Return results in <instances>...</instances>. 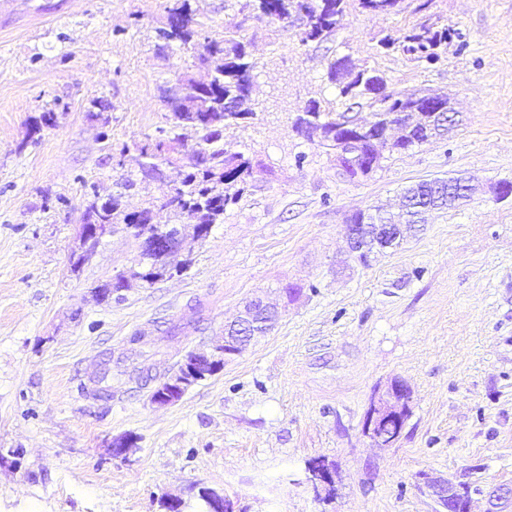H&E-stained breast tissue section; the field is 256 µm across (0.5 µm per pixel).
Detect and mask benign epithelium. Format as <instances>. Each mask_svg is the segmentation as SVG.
<instances>
[{
	"label": "benign epithelium",
	"instance_id": "7a95c632",
	"mask_svg": "<svg viewBox=\"0 0 512 512\" xmlns=\"http://www.w3.org/2000/svg\"><path fill=\"white\" fill-rule=\"evenodd\" d=\"M342 128L352 131L349 142L356 145L381 139L374 129V122L356 123L351 118L343 120ZM349 253L355 254L372 247L385 250L394 247L401 236L399 224H346ZM130 234L139 241V254L149 255L158 264H172L191 247L177 225L148 226L133 229ZM278 311L268 301L267 294H259L249 300L237 319L224 325V335L219 336L206 350L192 351L182 365L168 376L152 392L151 401L160 406L179 402L196 383L206 379L209 372L217 373L224 363L240 355L248 343L257 335L272 329ZM411 391L408 385L398 379L392 380L383 390L372 397L362 425V433L373 442H380L382 420L395 418L405 421L410 414ZM309 482L314 490L331 491L335 487L333 472L322 460L308 465ZM423 485L438 505L446 512H470L471 493L469 487L451 480L433 479L422 475ZM476 494L485 496L487 512H512V488L502 485L488 489L480 488ZM200 498L206 503L208 512H229L224 497L204 490Z\"/></svg>",
	"mask_w": 512,
	"mask_h": 512
}]
</instances>
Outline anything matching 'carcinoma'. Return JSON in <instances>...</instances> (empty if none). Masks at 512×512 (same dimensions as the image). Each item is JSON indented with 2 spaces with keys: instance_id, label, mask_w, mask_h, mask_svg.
<instances>
[{
  "instance_id": "obj_1",
  "label": "carcinoma",
  "mask_w": 512,
  "mask_h": 512,
  "mask_svg": "<svg viewBox=\"0 0 512 512\" xmlns=\"http://www.w3.org/2000/svg\"><path fill=\"white\" fill-rule=\"evenodd\" d=\"M237 10L224 20V28L217 32L214 25L195 18L190 0H173L167 7V18L178 19V24L163 33L168 42L183 45L194 42L202 47L194 65L208 72L206 84L200 92L174 93L165 97L168 116L163 126L132 144L124 145L119 155L133 162L141 181L156 179L155 173L168 166L167 148L181 142L177 130L192 128L199 134L196 151L203 159L194 165H185L175 183L170 199L138 211L122 207L120 195L102 197L95 185L85 191V208L96 215L102 224H122L125 227L153 224V207L170 211L175 220H188L211 230L224 221L228 205L236 203L245 191L252 173V158L242 149L226 140L230 129L256 116L252 93L257 62L254 61L250 41L244 34L245 19L254 14L272 22H283L296 27L298 44L306 46L320 43L336 32L338 18L343 16L348 0H235ZM363 12L369 15H398L408 10L426 11L432 0H358ZM458 40V48H467L461 32L426 18L411 27L396 30L379 40L385 52H394L415 64H434L441 58L448 42ZM327 77L346 101V108L321 106L317 100L307 104L308 124L322 130L319 145L334 153L347 149L346 133L340 129L339 119L354 109H365L381 118L379 125L388 130L397 129L401 135L397 142L410 150L427 142L426 131L432 128L430 117L448 105V97L419 90L404 93L389 87L386 77L358 64L351 55L336 57L327 64ZM366 148L357 160V167L345 166L342 175L354 179L356 175L372 173ZM455 178H436L422 181L405 189L403 198L411 206L405 208V223L418 224L422 214L448 206V188ZM172 273V269L158 271L155 265L141 259L138 270L129 274L119 272L113 276L117 284L106 283L100 289L101 300L112 297L111 288L131 287L138 280L153 285Z\"/></svg>"
}]
</instances>
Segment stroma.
Here are the masks:
<instances>
[{"label":"stroma","instance_id":"obj_1","mask_svg":"<svg viewBox=\"0 0 512 512\" xmlns=\"http://www.w3.org/2000/svg\"><path fill=\"white\" fill-rule=\"evenodd\" d=\"M167 4L0 0V512H165L169 498L205 512L204 489L232 512H440L420 474L512 487V197L491 190L512 181V0H434L468 46L450 43L429 67L378 46L415 16L369 15L358 0L309 47L249 20L256 97L271 109L229 137L254 159L252 180L186 273L101 302L96 288L134 268L139 246L120 229L82 243L85 188L115 192L129 174L115 155L165 125L164 90L195 70L196 48L157 35ZM345 54L398 90L448 94L457 126L344 178L292 122L309 100L337 102L325 61ZM94 99L105 122L88 118ZM45 111L53 126L30 135ZM461 174L478 186L469 200L370 265L351 261L347 216ZM265 291L280 311L271 333L177 404L151 403L188 351ZM195 310L199 323L181 328ZM107 358L112 395L100 399ZM394 379L411 413L381 448L362 424ZM118 439L127 456L113 455ZM315 459L334 472L326 499L307 481Z\"/></svg>","mask_w":512,"mask_h":512}]
</instances>
